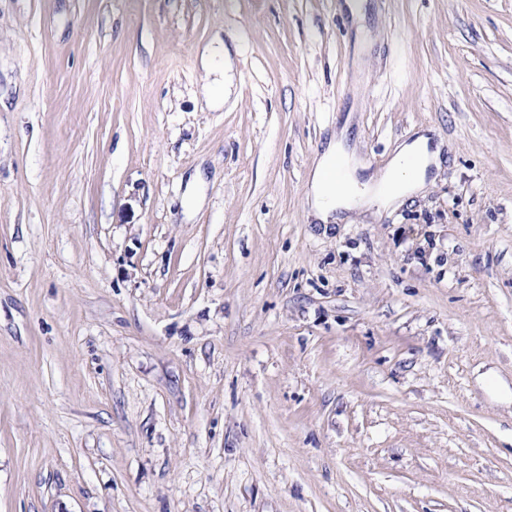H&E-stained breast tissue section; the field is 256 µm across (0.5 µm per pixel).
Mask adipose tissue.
<instances>
[{
  "label": "adipose tissue",
  "instance_id": "adipose-tissue-1",
  "mask_svg": "<svg viewBox=\"0 0 512 512\" xmlns=\"http://www.w3.org/2000/svg\"><path fill=\"white\" fill-rule=\"evenodd\" d=\"M199 60L207 79V104L220 109L233 84L231 55L221 35H214L201 48ZM443 165L441 147L431 145L422 134L401 144L382 173L372 174L357 162L345 134H336L310 172L308 215L317 224H338L374 209L400 206L434 183Z\"/></svg>",
  "mask_w": 512,
  "mask_h": 512
}]
</instances>
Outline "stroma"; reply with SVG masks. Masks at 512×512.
Wrapping results in <instances>:
<instances>
[{
  "label": "stroma",
  "mask_w": 512,
  "mask_h": 512,
  "mask_svg": "<svg viewBox=\"0 0 512 512\" xmlns=\"http://www.w3.org/2000/svg\"><path fill=\"white\" fill-rule=\"evenodd\" d=\"M0 512H512V0H0ZM199 60L207 79V105L213 110L221 109L231 94L233 75L231 55L220 34L200 49ZM345 133L332 137L310 172L306 205L315 224L351 222L374 208L398 207L434 183L444 167L441 147L421 134L401 144L382 173H364Z\"/></svg>",
  "instance_id": "35a3bbf8"
}]
</instances>
